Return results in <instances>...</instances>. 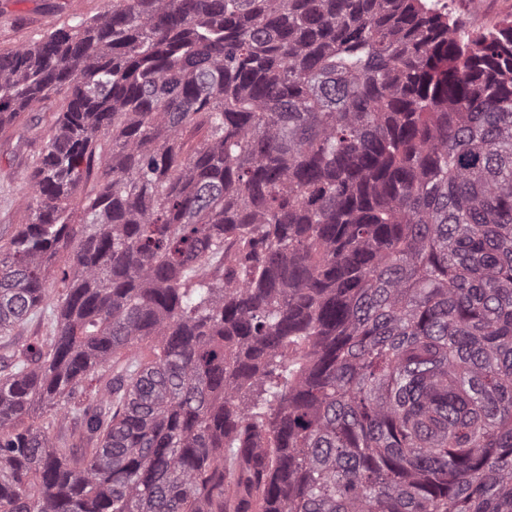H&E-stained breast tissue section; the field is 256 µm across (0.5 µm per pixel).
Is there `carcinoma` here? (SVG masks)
<instances>
[{
  "instance_id": "1",
  "label": "carcinoma",
  "mask_w": 512,
  "mask_h": 512,
  "mask_svg": "<svg viewBox=\"0 0 512 512\" xmlns=\"http://www.w3.org/2000/svg\"><path fill=\"white\" fill-rule=\"evenodd\" d=\"M110 3L0 51V512H512V20ZM23 127L17 125L0 130V237L4 241L19 224H27L31 220L30 211L26 208V198L31 190L22 173L30 168L38 146L20 144Z\"/></svg>"
}]
</instances>
